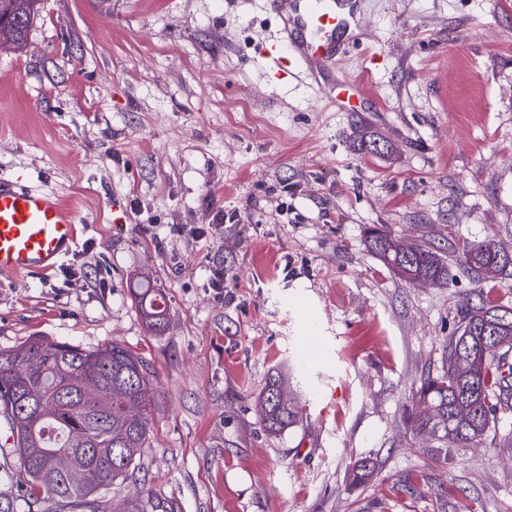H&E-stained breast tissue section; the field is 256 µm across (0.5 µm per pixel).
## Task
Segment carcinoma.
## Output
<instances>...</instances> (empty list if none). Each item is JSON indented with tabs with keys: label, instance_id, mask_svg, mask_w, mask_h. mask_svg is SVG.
<instances>
[{
	"label": "carcinoma",
	"instance_id": "cac0c4a2",
	"mask_svg": "<svg viewBox=\"0 0 512 512\" xmlns=\"http://www.w3.org/2000/svg\"><path fill=\"white\" fill-rule=\"evenodd\" d=\"M26 24L12 28L26 45L41 0H26ZM368 244L396 275L430 286L448 284V262L433 246L406 242L386 227ZM462 273L480 284L512 279V257L488 239L453 250ZM151 331L166 324L164 302L151 288L133 290ZM512 307L484 297L461 309L440 375L412 395L421 406L411 428L439 451L483 444L498 415L512 410ZM155 395L145 361L118 344L86 349L36 336L0 350V421L12 444L0 448V469L18 476L0 493V512H180L150 493L115 500L112 484L140 469L148 447ZM261 422L278 433L302 417L292 374L273 370L258 397Z\"/></svg>",
	"mask_w": 512,
	"mask_h": 512
}]
</instances>
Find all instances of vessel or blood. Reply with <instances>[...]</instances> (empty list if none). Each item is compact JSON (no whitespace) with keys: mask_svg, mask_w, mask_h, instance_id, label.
<instances>
[{"mask_svg":"<svg viewBox=\"0 0 512 512\" xmlns=\"http://www.w3.org/2000/svg\"><path fill=\"white\" fill-rule=\"evenodd\" d=\"M281 23V49L269 60L298 65L325 93L329 107L347 112L369 95L364 80L337 77L336 65L360 26L358 0H268ZM76 210L55 193L0 178V273L51 271L75 244Z\"/></svg>","mask_w":512,"mask_h":512,"instance_id":"b4317fda","label":"vessel or blood"}]
</instances>
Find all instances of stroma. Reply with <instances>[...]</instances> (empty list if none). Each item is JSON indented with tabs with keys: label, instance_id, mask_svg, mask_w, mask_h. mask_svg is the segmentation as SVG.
Here are the masks:
<instances>
[{
	"label": "stroma",
	"instance_id": "obj_1",
	"mask_svg": "<svg viewBox=\"0 0 512 512\" xmlns=\"http://www.w3.org/2000/svg\"><path fill=\"white\" fill-rule=\"evenodd\" d=\"M360 23L339 64L370 87L357 112L278 75L260 52L278 27L263 0H42L27 47L0 51V176L54 189L82 220L54 270L0 273V349L48 336L146 361L150 446L116 497L512 512V414L444 460L410 426L461 306H512V281L412 284L365 234L512 246V0H361ZM368 139L384 152L361 151ZM222 208L234 222L213 223ZM138 280L167 307L162 334ZM303 359V418L268 433L267 377ZM364 458L376 471L359 483ZM133 297L141 307L151 331L154 334L162 332L166 324L164 302L152 288H134Z\"/></svg>",
	"mask_w": 512,
	"mask_h": 512
}]
</instances>
